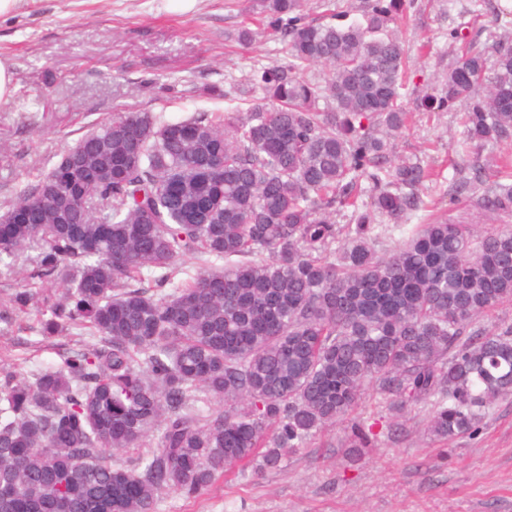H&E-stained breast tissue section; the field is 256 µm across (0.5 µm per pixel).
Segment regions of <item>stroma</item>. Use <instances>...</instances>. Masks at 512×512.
I'll return each instance as SVG.
<instances>
[{
	"mask_svg": "<svg viewBox=\"0 0 512 512\" xmlns=\"http://www.w3.org/2000/svg\"><path fill=\"white\" fill-rule=\"evenodd\" d=\"M253 0H22L0 17V62L15 74L13 97L0 103V205L17 187L48 171L88 123L125 108L177 121L200 112H246L230 83L254 65L279 61L281 35L252 10ZM480 20L512 38V9L495 15L480 0H415L395 25L407 57L406 129L391 139L395 155L432 169L426 213L482 225L480 210L448 196L463 155L460 116L431 117L415 100L437 91L436 76L454 60L447 30ZM251 44L235 39L240 25ZM38 305L0 321V368L31 378L54 367L71 335L41 333ZM426 411L412 410L401 433L382 431L359 461L344 453L345 426L324 429L280 469L232 471L197 499L171 490L159 512H512V398L500 400L478 436L452 443L448 460L426 431Z\"/></svg>",
	"mask_w": 512,
	"mask_h": 512,
	"instance_id": "1",
	"label": "stroma"
}]
</instances>
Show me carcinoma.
Wrapping results in <instances>:
<instances>
[{"label":"carcinoma","instance_id":"1","mask_svg":"<svg viewBox=\"0 0 512 512\" xmlns=\"http://www.w3.org/2000/svg\"><path fill=\"white\" fill-rule=\"evenodd\" d=\"M413 2L364 0L348 24L255 0L284 61L234 86L246 115L115 112L19 187L0 217V265L27 262L11 307L39 303L43 334L95 342L30 380L0 369V512H156L166 489L198 497L233 467L277 470L339 421L359 459L376 442L353 416L368 385L390 427L424 409L443 443L512 396V323L476 325L512 303V226L404 224L429 178L386 139L408 123L390 25ZM449 39L458 57L419 109L463 100L469 143L511 142L512 42ZM318 65L325 81L303 76ZM507 179L459 167L448 195L493 221L512 215ZM187 256L199 268L183 279Z\"/></svg>","mask_w":512,"mask_h":512}]
</instances>
